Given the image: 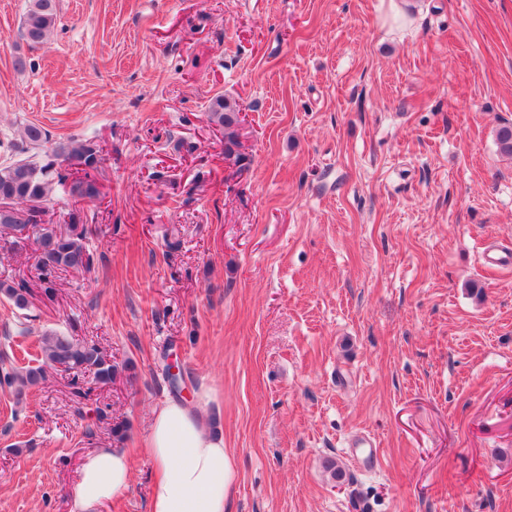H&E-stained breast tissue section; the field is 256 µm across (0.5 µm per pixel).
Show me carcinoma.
I'll return each mask as SVG.
<instances>
[{
	"label": "carcinoma",
	"mask_w": 512,
	"mask_h": 512,
	"mask_svg": "<svg viewBox=\"0 0 512 512\" xmlns=\"http://www.w3.org/2000/svg\"><path fill=\"white\" fill-rule=\"evenodd\" d=\"M57 22L55 0H29L22 31L31 44H41L53 32ZM210 120L224 128V156H240L237 132L238 104L223 96L213 98L209 105ZM496 141L502 154L512 157V125L500 127ZM82 162L87 168L84 177L69 180L62 164ZM102 162L97 145L88 140L69 139L57 142L41 159L26 157L0 166V232L21 234L28 226L38 228L35 237L38 265L45 274L56 271H91L93 256L87 246L92 226L80 223L74 216L72 224L61 229L52 224H39V206L51 200L58 186L69 187L79 198H95L98 185L91 172ZM0 295L12 301L20 310L29 307L28 289L24 283L0 280ZM39 364L18 368L13 359L0 354V385L8 388L16 403L46 381L50 370L70 371L74 375L90 373L100 386H109L115 369L101 349L94 344L50 331L40 339Z\"/></svg>",
	"instance_id": "obj_1"
}]
</instances>
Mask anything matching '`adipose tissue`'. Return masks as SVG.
Listing matches in <instances>:
<instances>
[{"mask_svg":"<svg viewBox=\"0 0 512 512\" xmlns=\"http://www.w3.org/2000/svg\"><path fill=\"white\" fill-rule=\"evenodd\" d=\"M145 448L155 469L151 512H226L235 467L204 412L180 400L164 402L153 411ZM131 471L126 450L95 449L80 468L74 512H98L122 495Z\"/></svg>","mask_w":512,"mask_h":512,"instance_id":"1","label":"adipose tissue"}]
</instances>
